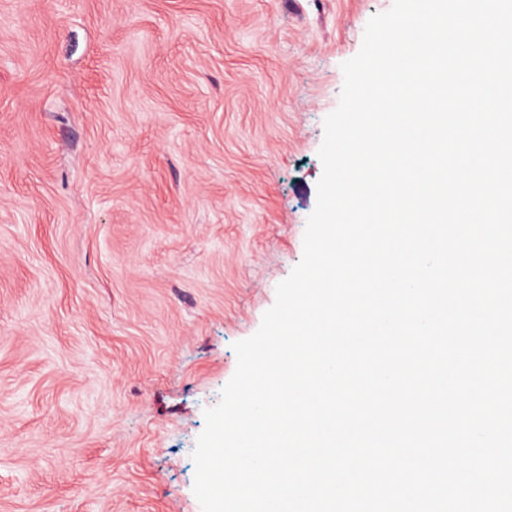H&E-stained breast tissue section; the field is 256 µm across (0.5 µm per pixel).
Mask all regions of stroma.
Instances as JSON below:
<instances>
[{"instance_id": "1", "label": "stroma", "mask_w": 512, "mask_h": 512, "mask_svg": "<svg viewBox=\"0 0 512 512\" xmlns=\"http://www.w3.org/2000/svg\"><path fill=\"white\" fill-rule=\"evenodd\" d=\"M392 3L0 0V512H201L204 412Z\"/></svg>"}]
</instances>
